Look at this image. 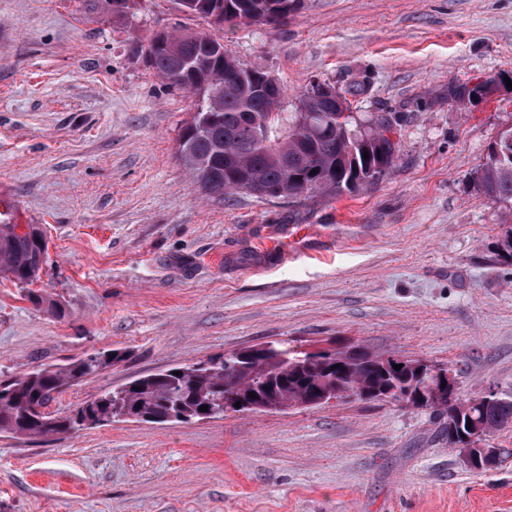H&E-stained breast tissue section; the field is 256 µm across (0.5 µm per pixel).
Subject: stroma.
I'll list each match as a JSON object with an SVG mask.
<instances>
[{
    "instance_id": "35a3bbf8",
    "label": "stroma",
    "mask_w": 512,
    "mask_h": 512,
    "mask_svg": "<svg viewBox=\"0 0 512 512\" xmlns=\"http://www.w3.org/2000/svg\"><path fill=\"white\" fill-rule=\"evenodd\" d=\"M177 28L207 25L175 0H0V219L48 246L32 284L0 277V380L125 352L55 394L65 416L247 346L351 341L448 368L464 399L512 394V208L477 188L512 124V0H300L224 28L286 108L320 82L391 121L379 183L302 206L201 193L178 158L194 99L141 54ZM0 512H512V458L473 473L432 409L394 401L115 420L0 433Z\"/></svg>"
}]
</instances>
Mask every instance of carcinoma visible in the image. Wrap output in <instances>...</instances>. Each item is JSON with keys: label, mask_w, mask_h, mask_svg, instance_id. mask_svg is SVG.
<instances>
[{"label": "carcinoma", "mask_w": 512, "mask_h": 512, "mask_svg": "<svg viewBox=\"0 0 512 512\" xmlns=\"http://www.w3.org/2000/svg\"><path fill=\"white\" fill-rule=\"evenodd\" d=\"M180 9L200 19L210 15L219 24L283 25L298 0H177ZM142 53L169 85L195 98V111L182 128L178 149L183 166L204 195L224 198L247 193L258 198H288L301 204L316 196L335 198L376 184L392 167L395 144L385 132L388 118L374 115L367 127L351 125L333 99L322 98L311 85L299 99L307 104L303 123L286 112L284 87L268 92L259 87L264 70L241 64L224 51V43L205 32H159ZM223 94L215 97V90ZM368 158H363V153ZM317 173H312V170ZM486 198L512 207V141L495 138L479 178ZM46 246L35 234L16 235L0 224V274L20 284L38 277ZM116 350L86 355L62 365H48L20 377L0 381V432L16 436H47L107 425L125 412L147 415L153 423L196 418L208 407L213 418L225 408L244 411L261 401L313 403L332 392L359 390L368 400L384 397L399 402L427 395L428 372L401 365L389 353L372 357L344 349L328 352L269 344L257 358L231 352L205 362L185 364L129 382L77 406L67 416L44 411L53 394L75 386L120 361ZM401 366L397 370L393 365ZM180 371L177 376L174 371ZM255 393L252 399L249 393ZM445 401L448 445L464 435L488 437L512 423V395L464 400L458 412Z\"/></svg>", "instance_id": "cac0c4a2"}]
</instances>
